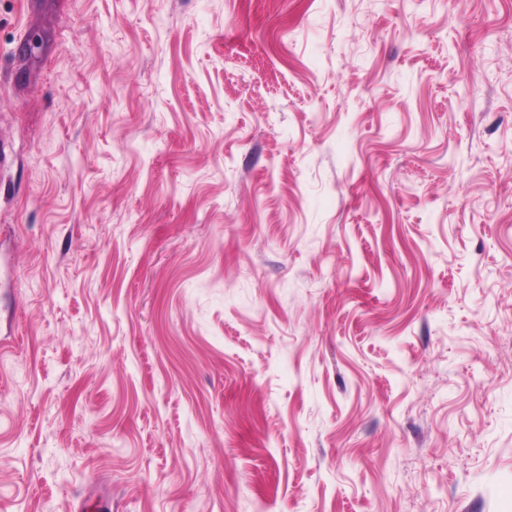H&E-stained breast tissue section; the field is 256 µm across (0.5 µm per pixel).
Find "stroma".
I'll return each instance as SVG.
<instances>
[{
	"instance_id": "35a3bbf8",
	"label": "stroma",
	"mask_w": 512,
	"mask_h": 512,
	"mask_svg": "<svg viewBox=\"0 0 512 512\" xmlns=\"http://www.w3.org/2000/svg\"><path fill=\"white\" fill-rule=\"evenodd\" d=\"M0 512H512V0H0Z\"/></svg>"
}]
</instances>
